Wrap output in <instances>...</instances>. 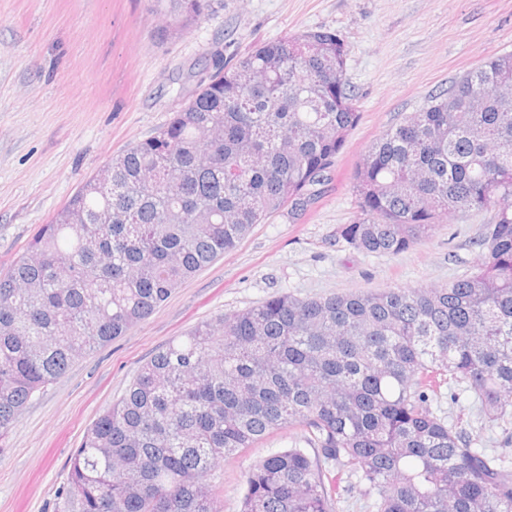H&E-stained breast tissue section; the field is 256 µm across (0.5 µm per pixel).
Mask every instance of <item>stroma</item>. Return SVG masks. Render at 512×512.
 <instances>
[{"label":"stroma","mask_w":512,"mask_h":512,"mask_svg":"<svg viewBox=\"0 0 512 512\" xmlns=\"http://www.w3.org/2000/svg\"><path fill=\"white\" fill-rule=\"evenodd\" d=\"M150 0H0V272L41 225L112 157L165 126L216 59L233 65L256 43L305 30L336 32L362 118L337 156L326 193L301 218L279 212L234 251L175 289L146 320L36 393L0 439V512H61L70 458L150 357L199 322L271 295L298 298L441 288L469 274L490 210L448 216L397 255L338 238L357 213L352 176L389 126L490 57L512 53V0H223L176 38ZM501 451L502 428L467 395L436 404ZM274 433L224 463L222 512H240L254 460L294 447Z\"/></svg>","instance_id":"stroma-1"}]
</instances>
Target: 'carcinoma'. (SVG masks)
<instances>
[{"label": "carcinoma", "mask_w": 512, "mask_h": 512, "mask_svg": "<svg viewBox=\"0 0 512 512\" xmlns=\"http://www.w3.org/2000/svg\"><path fill=\"white\" fill-rule=\"evenodd\" d=\"M213 0H152L178 34ZM327 29L220 67L166 127L112 158L0 273V437L72 362L148 318L185 280L321 194L361 113ZM336 235L394 255L453 213L492 209L474 271L444 288L273 295L203 322L137 371L70 458L73 512H220L224 459L272 433L241 512H512V457L476 447L432 401L452 386L512 424V54L389 127L354 171ZM112 210V223L100 214ZM79 210L84 223H68Z\"/></svg>", "instance_id": "carcinoma-1"}]
</instances>
